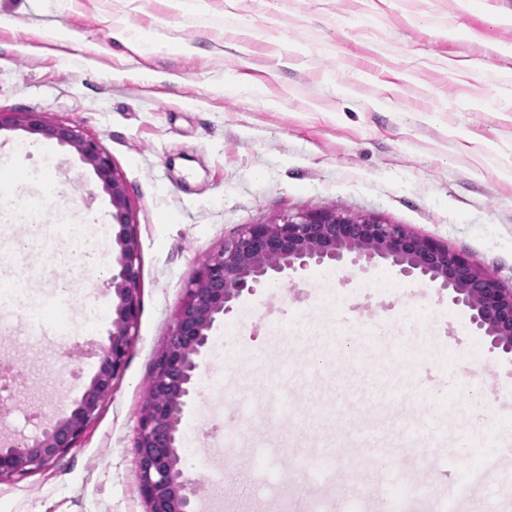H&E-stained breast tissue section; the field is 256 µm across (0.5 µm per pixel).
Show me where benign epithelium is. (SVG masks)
Here are the masks:
<instances>
[{"instance_id": "benign-epithelium-1", "label": "benign epithelium", "mask_w": 512, "mask_h": 512, "mask_svg": "<svg viewBox=\"0 0 512 512\" xmlns=\"http://www.w3.org/2000/svg\"><path fill=\"white\" fill-rule=\"evenodd\" d=\"M23 127L76 149L109 194L120 231L112 287L116 317L96 356L98 367L77 407L39 434L0 444V478L41 469L77 447L101 400L125 364L140 313V246L122 176L96 142L68 126L48 125L29 112H0V129ZM356 259L390 258L402 272L440 282L452 301L472 311V321L491 339V347L512 353V289L503 288L473 260L441 242L419 236L401 224L374 216L354 218L345 211L320 209L279 215L245 225L240 234L209 254L187 286L165 349L151 378L152 398L139 418L133 453L139 490L147 512H194L200 483L178 467V424L199 375L197 361L214 323L233 310L243 293H252L271 274L306 271L339 261L343 251Z\"/></svg>"}]
</instances>
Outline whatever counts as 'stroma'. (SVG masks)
<instances>
[{
  "label": "stroma",
  "mask_w": 512,
  "mask_h": 512,
  "mask_svg": "<svg viewBox=\"0 0 512 512\" xmlns=\"http://www.w3.org/2000/svg\"><path fill=\"white\" fill-rule=\"evenodd\" d=\"M512 0H0V110L34 112L98 142L123 175L141 244V310L112 393L76 448L51 466L0 479V512H147L132 448L144 388L204 257L247 224L303 210L373 215L469 256L512 288ZM147 33L120 43L113 29ZM33 150L17 151L18 142ZM43 170L61 189L54 222L15 256L25 214L0 196V280L27 277L51 325L30 344L20 312L0 346L26 352L7 433L33 435L75 407L116 298L97 267L116 265L109 195L70 146L0 130V170ZM94 224H86V216ZM71 285L58 298V280ZM76 351L61 360L63 345ZM478 347L480 364L460 349ZM64 363L67 384L56 379ZM512 355L491 348L436 284L392 261L324 264L243 295L214 325L197 395L181 416L179 466L197 506L236 512L291 500L352 512L359 487L418 476L441 488L451 463L501 462L512 512V440L497 399ZM285 399L275 426L263 412ZM252 415L239 445L206 424L209 404ZM428 416L432 437L401 444ZM353 448L354 480L324 456Z\"/></svg>",
  "instance_id": "obj_1"
}]
</instances>
